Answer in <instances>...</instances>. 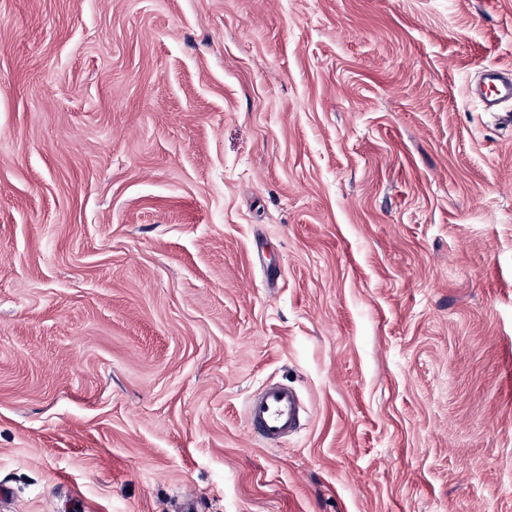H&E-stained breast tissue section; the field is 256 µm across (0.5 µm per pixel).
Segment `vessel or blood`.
<instances>
[{"label": "vessel or blood", "mask_w": 512, "mask_h": 512, "mask_svg": "<svg viewBox=\"0 0 512 512\" xmlns=\"http://www.w3.org/2000/svg\"><path fill=\"white\" fill-rule=\"evenodd\" d=\"M484 109L497 111L512 100V71L496 66L485 68L479 87L473 92ZM254 435L267 446H275L300 426L301 403L297 393L286 385L264 386L246 405Z\"/></svg>", "instance_id": "obj_1"}]
</instances>
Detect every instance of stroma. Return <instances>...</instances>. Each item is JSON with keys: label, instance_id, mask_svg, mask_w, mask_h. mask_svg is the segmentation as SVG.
<instances>
[{"label": "stroma", "instance_id": "1", "mask_svg": "<svg viewBox=\"0 0 512 512\" xmlns=\"http://www.w3.org/2000/svg\"><path fill=\"white\" fill-rule=\"evenodd\" d=\"M490 65L512 0H0V512H512ZM301 403L287 385L264 386L246 405L254 435L267 446H276L300 427Z\"/></svg>", "mask_w": 512, "mask_h": 512}]
</instances>
